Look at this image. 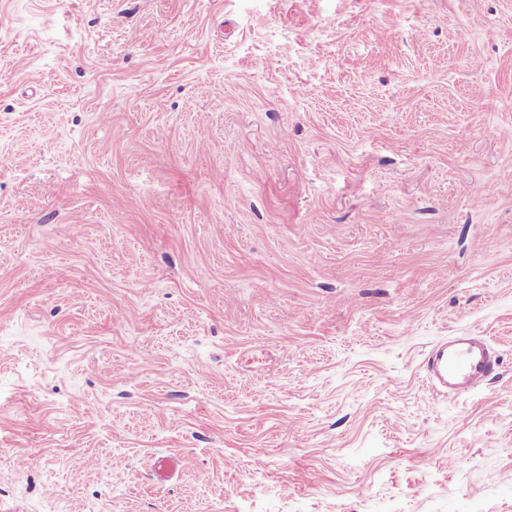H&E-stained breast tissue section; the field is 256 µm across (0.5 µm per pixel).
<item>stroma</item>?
Here are the masks:
<instances>
[{"instance_id": "1", "label": "stroma", "mask_w": 512, "mask_h": 512, "mask_svg": "<svg viewBox=\"0 0 512 512\" xmlns=\"http://www.w3.org/2000/svg\"><path fill=\"white\" fill-rule=\"evenodd\" d=\"M0 512H512V0H0ZM497 358L481 336H449L429 352L431 379L448 395L470 392L483 385Z\"/></svg>"}]
</instances>
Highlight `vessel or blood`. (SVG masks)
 <instances>
[{
    "label": "vessel or blood",
    "instance_id": "b4317fda",
    "mask_svg": "<svg viewBox=\"0 0 512 512\" xmlns=\"http://www.w3.org/2000/svg\"><path fill=\"white\" fill-rule=\"evenodd\" d=\"M497 359L479 336H452L426 358L432 380L443 392L458 395L483 385Z\"/></svg>",
    "mask_w": 512,
    "mask_h": 512
}]
</instances>
